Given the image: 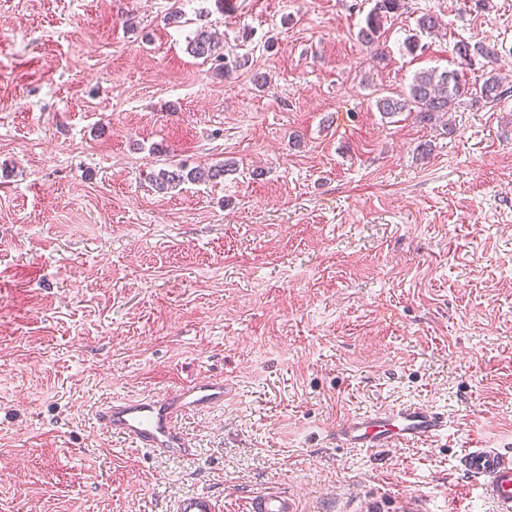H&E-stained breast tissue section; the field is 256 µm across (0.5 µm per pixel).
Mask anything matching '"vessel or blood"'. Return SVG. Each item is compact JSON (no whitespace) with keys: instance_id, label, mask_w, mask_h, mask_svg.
<instances>
[{"instance_id":"1","label":"vessel or blood","mask_w":512,"mask_h":512,"mask_svg":"<svg viewBox=\"0 0 512 512\" xmlns=\"http://www.w3.org/2000/svg\"><path fill=\"white\" fill-rule=\"evenodd\" d=\"M224 404V383L196 381L166 394L137 398L111 397L94 409L97 425L128 440L146 453L183 457L192 451L182 421L195 412L212 411ZM446 415L422 406H403L389 412L355 414L337 424L334 438L347 448H392L432 438L446 429ZM462 475L476 482L481 497L492 501L496 512H512V454L498 448H468L458 459ZM173 512H221L216 496L196 491L180 497ZM244 512H299L294 497L266 489L246 498Z\"/></svg>"}]
</instances>
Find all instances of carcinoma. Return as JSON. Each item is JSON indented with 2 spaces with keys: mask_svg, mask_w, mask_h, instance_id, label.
I'll use <instances>...</instances> for the list:
<instances>
[{
  "mask_svg": "<svg viewBox=\"0 0 512 512\" xmlns=\"http://www.w3.org/2000/svg\"><path fill=\"white\" fill-rule=\"evenodd\" d=\"M401 6L402 0H375L374 6L366 15L364 25L359 27L357 32L360 43L367 47L376 45L382 35L384 20L396 13ZM187 49L196 59L217 63L216 70L226 77L248 64L244 56H237L231 60L224 55L219 40L207 31H201L191 39ZM452 53L463 67L472 65L477 55L489 64L495 63L498 59L496 48L484 44L473 46L465 41L454 43ZM467 94L474 96L477 101L490 104L501 101L509 91L504 88L498 75L491 70L485 73L482 84L471 87L467 84L462 69L441 72L432 69L414 74L404 94L398 97H381L376 101V107L378 111L391 116L400 112H413L419 122L430 123L436 117L448 114L457 100ZM223 176L222 165L207 168L177 165L171 170H159L153 176L152 182L155 188L162 192L184 182L215 180Z\"/></svg>",
  "mask_w": 512,
  "mask_h": 512,
  "instance_id": "carcinoma-1",
  "label": "carcinoma"
}]
</instances>
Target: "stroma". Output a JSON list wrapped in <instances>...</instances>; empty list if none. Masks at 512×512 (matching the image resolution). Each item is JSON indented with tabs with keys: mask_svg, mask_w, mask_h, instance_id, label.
Listing matches in <instances>:
<instances>
[{
	"mask_svg": "<svg viewBox=\"0 0 512 512\" xmlns=\"http://www.w3.org/2000/svg\"><path fill=\"white\" fill-rule=\"evenodd\" d=\"M373 5L0 0V512H170L197 490L242 512L267 488L301 512H493L455 464L512 448V96L444 125L375 103L455 68L459 40L512 87V0H404L376 50L356 38ZM201 28L248 65L192 58ZM201 377L224 408L184 419L191 459L92 419ZM410 404L447 430L328 438ZM452 53L455 55L456 59L459 60L461 68L463 66L472 65V61L476 55L481 56L486 60L487 66H491L489 64L495 63L498 59V53L495 47H490L484 44L471 46L469 42L465 41H457L454 43ZM224 164L214 165L210 167H193L188 169L187 166L177 165L175 168L160 169L158 173L153 176L152 185L159 192L164 190L173 189L184 182H200L204 180H217L224 176ZM154 182V183H153Z\"/></svg>",
	"mask_w": 512,
	"mask_h": 512,
	"instance_id": "1",
	"label": "stroma"
}]
</instances>
